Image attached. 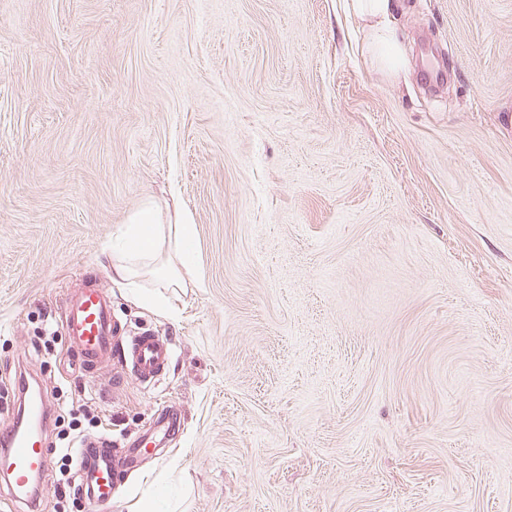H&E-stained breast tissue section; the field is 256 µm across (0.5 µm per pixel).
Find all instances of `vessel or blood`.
<instances>
[{"instance_id": "vessel-or-blood-1", "label": "vessel or blood", "mask_w": 512, "mask_h": 512, "mask_svg": "<svg viewBox=\"0 0 512 512\" xmlns=\"http://www.w3.org/2000/svg\"><path fill=\"white\" fill-rule=\"evenodd\" d=\"M61 322L73 348L88 373L118 363L127 375L140 382L155 379L168 366L172 352L167 342L152 331L132 336L112 314V298L97 282L85 281L65 300ZM50 403L46 394L25 401L21 421L0 427V480L5 481L16 502L32 505L34 481L46 470L50 454L40 433L26 430L25 420H48ZM140 448L114 455L107 438L85 443L77 451L78 476L87 502L97 512H108L112 504V484L119 473L135 468Z\"/></svg>"}]
</instances>
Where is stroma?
<instances>
[{
  "mask_svg": "<svg viewBox=\"0 0 512 512\" xmlns=\"http://www.w3.org/2000/svg\"><path fill=\"white\" fill-rule=\"evenodd\" d=\"M0 0V424L116 452L111 512H512V0ZM189 215L166 316L112 282L146 199ZM172 359L97 384L61 323L86 278ZM394 7V0H351L352 11L368 24V55L376 65L396 75L403 61L395 30L391 25Z\"/></svg>",
  "mask_w": 512,
  "mask_h": 512,
  "instance_id": "stroma-1",
  "label": "stroma"
}]
</instances>
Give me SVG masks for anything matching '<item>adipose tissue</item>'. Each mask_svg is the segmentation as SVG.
Returning a JSON list of instances; mask_svg holds the SVG:
<instances>
[{"mask_svg":"<svg viewBox=\"0 0 512 512\" xmlns=\"http://www.w3.org/2000/svg\"><path fill=\"white\" fill-rule=\"evenodd\" d=\"M352 11L369 28L366 51L372 61L397 74L402 56L391 25L394 0H351ZM189 218L170 215L154 200L132 212L117 245L112 248V279L126 288L140 289L142 302L165 311V289L184 287L195 271L185 264L182 247L191 238Z\"/></svg>","mask_w":512,"mask_h":512,"instance_id":"1","label":"adipose tissue"}]
</instances>
